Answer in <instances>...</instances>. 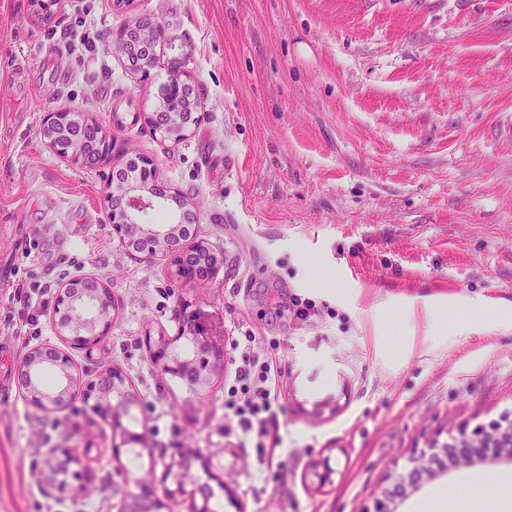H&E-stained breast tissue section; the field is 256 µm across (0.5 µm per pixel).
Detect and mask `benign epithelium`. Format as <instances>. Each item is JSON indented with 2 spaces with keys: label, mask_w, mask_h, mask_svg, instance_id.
I'll list each match as a JSON object with an SVG mask.
<instances>
[{
  "label": "benign epithelium",
  "mask_w": 512,
  "mask_h": 512,
  "mask_svg": "<svg viewBox=\"0 0 512 512\" xmlns=\"http://www.w3.org/2000/svg\"><path fill=\"white\" fill-rule=\"evenodd\" d=\"M158 42L161 31L155 22L137 17L121 29L112 33V42L118 51H123L131 39ZM186 84L174 78L162 98L164 112H151L147 123L152 131L163 139L178 143L188 136L189 128L180 120ZM72 112L68 107H58L47 113L42 135L47 146L61 158L76 164L97 161L105 163L113 151L112 135L103 125L99 126L96 142L92 149L83 143H73L65 148L55 143L57 132L67 129L72 121ZM155 168L154 163L145 159L142 162L141 180L136 183H119L117 169L107 177L104 204L114 234L133 250L144 257L163 256L168 259L172 273L183 283H197L203 280L198 271L183 262L184 241L179 238L176 229L187 222L191 212L187 208L179 210L170 224H146L143 214L159 205L176 200V196L161 195L156 192L154 180L148 178V171ZM112 292L105 282L93 274L76 276L59 289L54 308L67 312L70 323L59 324V318H53L56 334L67 345H45L28 352L18 365V376L24 389L37 390V373L43 367L53 368L59 377L58 385L51 391L38 390L42 404L51 409L61 408L71 403L89 387L94 393L112 386V373L115 368L107 365L101 368L95 380L87 384L76 371L69 349L90 348L97 345L112 328ZM187 328L192 336L200 341L198 350L185 356L169 351L165 342L157 343L152 349V358L162 370L171 375H180L194 370L198 374L197 385L204 387L209 378L224 370V342L212 336L209 326L200 317L193 314L187 318ZM467 455L469 458L502 456L512 461V418L504 417L489 431H477L472 435L462 433L452 445H432L428 458L429 468L440 465L444 459ZM126 512H155L154 503L159 497L151 491L138 494H125Z\"/></svg>",
  "instance_id": "obj_1"
}]
</instances>
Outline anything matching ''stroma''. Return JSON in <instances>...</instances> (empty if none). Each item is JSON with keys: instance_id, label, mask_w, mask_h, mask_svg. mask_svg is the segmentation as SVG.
I'll return each mask as SVG.
<instances>
[{"instance_id": "35a3bbf8", "label": "stroma", "mask_w": 512, "mask_h": 512, "mask_svg": "<svg viewBox=\"0 0 512 512\" xmlns=\"http://www.w3.org/2000/svg\"><path fill=\"white\" fill-rule=\"evenodd\" d=\"M143 15L163 36L148 74L112 47ZM91 34L70 53L69 33ZM200 121L178 143L145 121L172 78ZM70 107L112 134L111 164L146 157L194 213L191 241L223 260L204 282L171 277L112 232L111 164L74 165L41 136ZM92 273L117 304L110 335L72 354L93 378L119 367L136 402L122 429L78 399L40 409L17 368L57 344L58 288ZM38 288L23 323L13 283ZM224 338L202 392L147 349L192 348L184 314ZM279 361L280 443L261 454L224 419L237 340ZM512 413V0H0V512H122L112 487L194 449L235 504L223 512H375L392 473ZM142 436L133 457L123 431ZM88 455L93 489L41 483L51 449ZM507 459L448 464L390 500L418 512H493Z\"/></svg>"}]
</instances>
